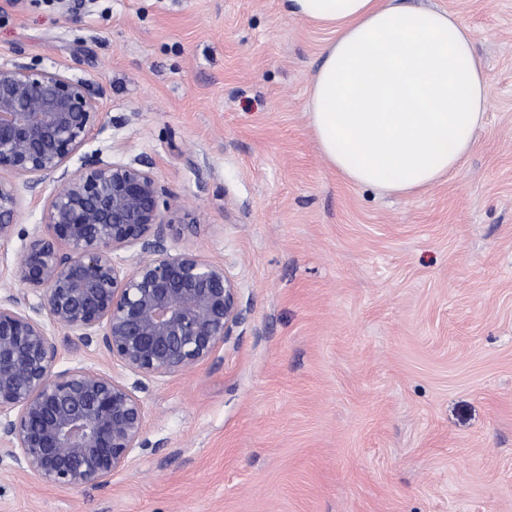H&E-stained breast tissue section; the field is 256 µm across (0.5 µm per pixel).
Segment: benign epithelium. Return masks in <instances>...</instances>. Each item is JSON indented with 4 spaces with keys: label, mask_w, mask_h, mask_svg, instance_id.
<instances>
[{
    "label": "benign epithelium",
    "mask_w": 512,
    "mask_h": 512,
    "mask_svg": "<svg viewBox=\"0 0 512 512\" xmlns=\"http://www.w3.org/2000/svg\"><path fill=\"white\" fill-rule=\"evenodd\" d=\"M100 112L87 85L53 65L0 61V242L17 231L20 189L57 177L44 221L14 259L15 279L43 292L32 305L0 293V451L43 483L108 482L141 447L142 401L111 375L58 369L51 331L97 336L147 377L211 360L241 318L224 266L171 251L165 213L177 206L150 167L85 156ZM137 249L124 273L114 255Z\"/></svg>",
    "instance_id": "obj_1"
}]
</instances>
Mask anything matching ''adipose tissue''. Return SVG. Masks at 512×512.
<instances>
[{
    "mask_svg": "<svg viewBox=\"0 0 512 512\" xmlns=\"http://www.w3.org/2000/svg\"><path fill=\"white\" fill-rule=\"evenodd\" d=\"M332 40L307 102L328 165L345 181L415 195L457 171L489 109L472 30L399 0H283Z\"/></svg>",
    "mask_w": 512,
    "mask_h": 512,
    "instance_id": "obj_1",
    "label": "adipose tissue"
}]
</instances>
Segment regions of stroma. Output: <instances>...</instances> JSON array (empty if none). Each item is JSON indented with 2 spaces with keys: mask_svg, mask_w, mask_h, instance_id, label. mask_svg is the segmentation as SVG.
Instances as JSON below:
<instances>
[{
  "mask_svg": "<svg viewBox=\"0 0 512 512\" xmlns=\"http://www.w3.org/2000/svg\"><path fill=\"white\" fill-rule=\"evenodd\" d=\"M403 2L468 24L490 87L472 153L410 197L325 162L306 102L331 34L282 0H0V60L88 85L82 155L147 163L169 247L223 265L242 311L161 379L55 332L59 368L142 399L143 445L79 489L0 456V512H512V0ZM53 189L23 192L0 289Z\"/></svg>",
  "mask_w": 512,
  "mask_h": 512,
  "instance_id": "35a3bbf8",
  "label": "stroma"
}]
</instances>
